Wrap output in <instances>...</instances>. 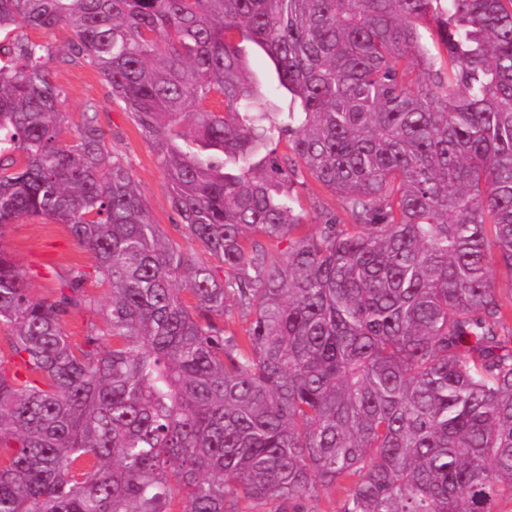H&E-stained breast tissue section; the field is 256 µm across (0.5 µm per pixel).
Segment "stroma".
I'll return each mask as SVG.
<instances>
[{
  "instance_id": "35a3bbf8",
  "label": "stroma",
  "mask_w": 512,
  "mask_h": 512,
  "mask_svg": "<svg viewBox=\"0 0 512 512\" xmlns=\"http://www.w3.org/2000/svg\"><path fill=\"white\" fill-rule=\"evenodd\" d=\"M52 79L65 92L62 111L68 126L82 118L87 100L99 104L98 121L108 136L109 148L121 156L147 200L151 218L168 234L181 250L200 253L199 243L183 230L177 229V215L172 205V189L157 152L148 137L141 132L130 113L112 100L111 89L101 75L87 65L52 63ZM307 220L301 234L315 232L319 215L324 210L339 211L343 203L314 180H306L299 188ZM0 246L10 253L24 271L37 296L55 294L74 267L91 270L93 259L61 224L43 218H24L10 225Z\"/></svg>"
}]
</instances>
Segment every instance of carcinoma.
<instances>
[{
	"label": "carcinoma",
	"mask_w": 512,
	"mask_h": 512,
	"mask_svg": "<svg viewBox=\"0 0 512 512\" xmlns=\"http://www.w3.org/2000/svg\"><path fill=\"white\" fill-rule=\"evenodd\" d=\"M60 25L209 259L150 219L96 102L66 143L52 47L16 33ZM1 32L0 239L52 220L94 266L41 298L0 248V512L512 503V0H0ZM306 175L344 215L293 239ZM78 306L105 327L75 343ZM492 280L501 302L510 309L512 301V285L510 272L494 263L491 265Z\"/></svg>",
	"instance_id": "cac0c4a2"
}]
</instances>
